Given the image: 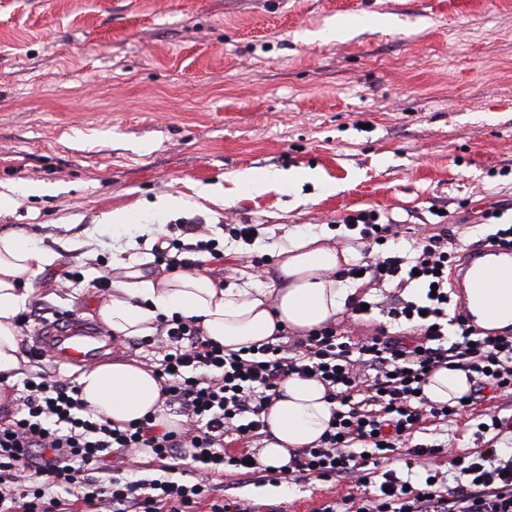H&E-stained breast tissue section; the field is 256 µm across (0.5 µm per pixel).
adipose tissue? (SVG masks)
I'll return each mask as SVG.
<instances>
[{"instance_id": "1", "label": "adipose tissue", "mask_w": 512, "mask_h": 512, "mask_svg": "<svg viewBox=\"0 0 512 512\" xmlns=\"http://www.w3.org/2000/svg\"><path fill=\"white\" fill-rule=\"evenodd\" d=\"M331 238L324 229L288 232L276 252L275 277L262 288L226 284L197 269L156 276L136 256L116 257L111 290L93 307L118 338L155 335L163 317L190 322L211 341L235 351L284 329L305 334L336 321L354 293L337 273L361 253ZM53 261V255L25 237L0 235V404L7 403L9 386L23 374L18 317L31 293V276L35 267ZM77 383L81 398L112 422L127 424L152 415L158 427L173 425L163 411L159 380L136 363L99 364L85 370ZM469 389L464 371L443 368L432 373L423 392L429 401L443 404L456 402ZM279 390L266 415L268 434L259 454L263 465L275 468L288 463L290 450L318 443L333 409L318 381L291 376Z\"/></svg>"}]
</instances>
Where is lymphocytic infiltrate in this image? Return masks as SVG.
<instances>
[{
	"mask_svg": "<svg viewBox=\"0 0 512 512\" xmlns=\"http://www.w3.org/2000/svg\"><path fill=\"white\" fill-rule=\"evenodd\" d=\"M344 224L371 245L398 237L375 209L346 215ZM453 259L439 233L422 238L413 255L395 248L361 270L396 288L386 315L415 324L413 339L383 327L354 340L329 324L232 351L189 322L160 321L143 343L164 351L152 372L166 414L181 420L176 430H158L150 416L113 424L88 409L75 382L45 370L27 376L18 407L0 412V512H197L204 503L208 512H256L250 500L220 492L215 480L228 469L254 483L315 478L360 488L318 512H512V453L489 445L455 455L451 487L433 467L441 445L413 440L426 425L459 421L487 392L512 395V336L477 334L453 315ZM447 367L471 381L468 403L448 409L423 393L430 375ZM292 375L321 382L336 408L321 440L275 469L258 462L251 445L266 435L263 415ZM230 442L240 451L228 452ZM401 447L407 469L422 468L425 479L411 485L385 469ZM142 448L160 462L161 476L127 469L100 478L111 458Z\"/></svg>",
	"mask_w": 512,
	"mask_h": 512,
	"instance_id": "1",
	"label": "lymphocytic infiltrate"
}]
</instances>
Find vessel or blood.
<instances>
[{"instance_id":"vessel-or-blood-1","label":"vessel or blood","mask_w":512,"mask_h":512,"mask_svg":"<svg viewBox=\"0 0 512 512\" xmlns=\"http://www.w3.org/2000/svg\"><path fill=\"white\" fill-rule=\"evenodd\" d=\"M457 310L476 332H486L485 318L505 319L502 334L512 333V249L494 244L470 248L454 271ZM107 338L97 328L71 321L60 330L32 338L36 353L60 366H91Z\"/></svg>"}]
</instances>
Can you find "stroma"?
Wrapping results in <instances>:
<instances>
[{
    "label": "stroma",
    "mask_w": 512,
    "mask_h": 512,
    "mask_svg": "<svg viewBox=\"0 0 512 512\" xmlns=\"http://www.w3.org/2000/svg\"><path fill=\"white\" fill-rule=\"evenodd\" d=\"M340 18L368 25L318 39ZM291 170L318 177L237 190L241 172ZM29 183L45 193L0 210V234L59 259L32 277L25 357L58 314L96 321L113 256L150 258L156 236L217 239L218 274L238 284L275 265L287 231L325 228L340 246L342 217L372 207L423 236L446 230L464 255L486 212L512 217V0H0V194ZM204 185L219 201L198 197ZM165 194L188 207L147 209ZM119 207L139 215L106 224ZM228 224L257 226L253 246ZM414 440L444 444L443 469L476 445L465 418ZM219 483L258 512L353 492Z\"/></svg>",
    "instance_id": "obj_1"
}]
</instances>
